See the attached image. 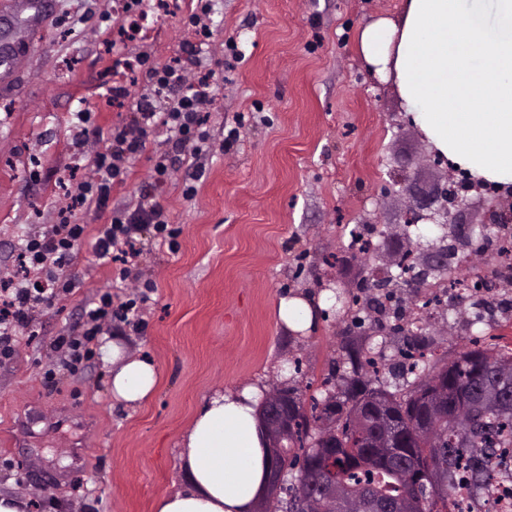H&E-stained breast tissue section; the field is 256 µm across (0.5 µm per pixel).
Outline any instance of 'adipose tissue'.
<instances>
[{
	"label": "adipose tissue",
	"mask_w": 512,
	"mask_h": 512,
	"mask_svg": "<svg viewBox=\"0 0 512 512\" xmlns=\"http://www.w3.org/2000/svg\"><path fill=\"white\" fill-rule=\"evenodd\" d=\"M357 51L366 68L394 77L434 150L474 178L512 186V0H405L399 20L381 17L360 31ZM326 302L280 299L278 321L306 331ZM100 354L115 403L137 407L153 396L154 363L114 340ZM265 391L251 383L206 399L183 436L187 482L157 500L156 512H254L266 495Z\"/></svg>",
	"instance_id": "ef3b65f1"
}]
</instances>
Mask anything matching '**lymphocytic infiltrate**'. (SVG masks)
I'll use <instances>...</instances> for the list:
<instances>
[{"mask_svg":"<svg viewBox=\"0 0 512 512\" xmlns=\"http://www.w3.org/2000/svg\"><path fill=\"white\" fill-rule=\"evenodd\" d=\"M148 83L175 91L173 105L163 112H141L132 124L113 129L103 145L85 153L86 126L90 113L80 112L74 124L75 162L89 167V177L73 182L68 190L69 204L64 218L44 235L26 237L17 253L21 274L0 279V357H11L19 343V332L29 326L40 305L65 300L73 284L63 270L74 250L87 234L84 215L107 207L114 187L124 184L132 161L146 148L148 129L163 127L178 149L177 154L161 155L155 162L151 186L140 189L132 207L112 213L109 222L96 228L93 253L99 264L112 267V287L100 292L85 308L80 325L56 337L63 353V365L70 372L84 369L93 357L92 346L106 326L133 324L149 299L155 284L144 281L139 295H126L124 289L140 255L136 243L144 229H151L159 245L174 247L179 235L168 212L158 204L152 186L164 184L177 167H195L205 153V114L216 95L211 76L187 78L181 62L145 70Z\"/></svg>","mask_w":512,"mask_h":512,"instance_id":"f902f5d3","label":"lymphocytic infiltrate"}]
</instances>
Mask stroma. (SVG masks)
<instances>
[{
    "label": "stroma",
    "instance_id": "stroma-1",
    "mask_svg": "<svg viewBox=\"0 0 512 512\" xmlns=\"http://www.w3.org/2000/svg\"><path fill=\"white\" fill-rule=\"evenodd\" d=\"M112 0H0V275L16 269L20 239L58 223L68 200L61 176L73 161V112L90 110L86 151L131 106L106 105L112 83ZM196 4L161 17L149 44L126 43L129 58L148 54L163 67L193 38ZM404 0H213L216 31L203 66L222 89L205 130L210 149L198 192L183 195L187 169L156 188L155 198L180 234L176 251L143 231L136 267L156 288L139 328L112 325L120 339L160 373L154 396L116 404L100 357L73 374L53 347L84 306L111 285L81 242L66 274L65 302L43 305L12 358L0 360V493L27 498L28 512H153L155 501L185 484L183 430L214 392L256 381L319 394L339 391L355 362L374 358L390 391L407 392L398 370L428 353L430 364L466 346H494L512 324L474 323L468 303L446 296L427 307L421 331L408 315L424 289L397 288L378 306L363 287L369 268L386 267L418 242L443 235L435 224L406 226L410 195L393 186L404 172L419 191L446 185L421 131L408 122L393 77L367 70L355 53L361 28L399 18ZM235 139H228V132ZM164 128L146 149L110 207L133 205L151 179L154 158L173 153ZM368 238L352 247L351 230ZM330 291L332 303L303 333L286 331L280 298ZM287 362L280 375L279 362ZM57 368L55 382L44 372Z\"/></svg>",
    "mask_w": 512,
    "mask_h": 512
}]
</instances>
